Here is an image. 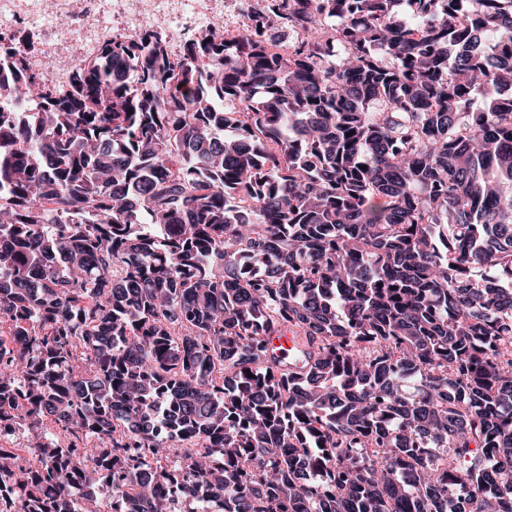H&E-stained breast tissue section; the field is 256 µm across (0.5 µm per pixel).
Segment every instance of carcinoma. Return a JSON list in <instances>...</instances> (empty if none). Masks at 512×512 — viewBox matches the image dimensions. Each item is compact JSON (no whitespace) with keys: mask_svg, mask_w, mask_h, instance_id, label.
Masks as SVG:
<instances>
[{"mask_svg":"<svg viewBox=\"0 0 512 512\" xmlns=\"http://www.w3.org/2000/svg\"><path fill=\"white\" fill-rule=\"evenodd\" d=\"M284 26L0 54V512H512V0Z\"/></svg>","mask_w":512,"mask_h":512,"instance_id":"carcinoma-1","label":"carcinoma"}]
</instances>
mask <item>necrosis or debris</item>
I'll return each mask as SVG.
<instances>
[{
	"instance_id": "necrosis-or-debris-1",
	"label": "necrosis or debris",
	"mask_w": 512,
	"mask_h": 512,
	"mask_svg": "<svg viewBox=\"0 0 512 512\" xmlns=\"http://www.w3.org/2000/svg\"><path fill=\"white\" fill-rule=\"evenodd\" d=\"M268 0H55L45 13L42 0H0V47L13 49L30 68L53 62L54 95L67 94L79 62L96 59L108 42L149 33L165 53L179 58L185 41L210 28L235 33L249 18L269 16ZM181 22L172 33L166 20Z\"/></svg>"
}]
</instances>
